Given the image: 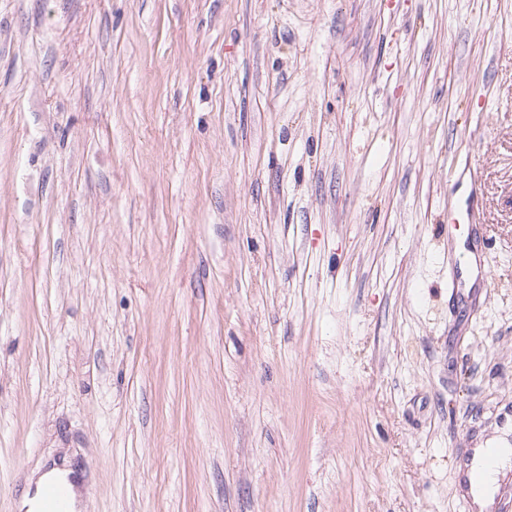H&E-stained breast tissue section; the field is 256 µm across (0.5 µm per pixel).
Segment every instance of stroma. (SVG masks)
<instances>
[{
    "instance_id": "stroma-1",
    "label": "stroma",
    "mask_w": 512,
    "mask_h": 512,
    "mask_svg": "<svg viewBox=\"0 0 512 512\" xmlns=\"http://www.w3.org/2000/svg\"><path fill=\"white\" fill-rule=\"evenodd\" d=\"M494 437L512 0H0V512H460ZM74 470L70 468L51 467L47 471L38 476L35 482L34 494L28 487L22 494L18 508L26 510V512H34L37 504V496L47 482L51 480H60L67 483L69 494V510L77 512V510L86 509L88 507L89 494H81L80 488L71 481ZM67 485L63 482H51L42 488L39 494V507L35 512H69L66 508L67 504Z\"/></svg>"
}]
</instances>
